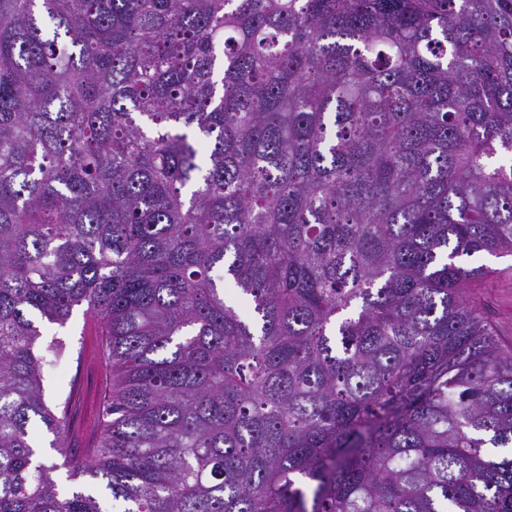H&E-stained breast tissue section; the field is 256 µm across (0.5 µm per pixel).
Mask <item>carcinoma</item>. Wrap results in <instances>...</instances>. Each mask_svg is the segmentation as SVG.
Here are the masks:
<instances>
[{"mask_svg":"<svg viewBox=\"0 0 512 512\" xmlns=\"http://www.w3.org/2000/svg\"><path fill=\"white\" fill-rule=\"evenodd\" d=\"M480 252L512 0H0V512H512ZM77 307L115 383L48 464ZM33 433L36 436L37 443L39 444L38 446H42V448H46L42 457L48 461L61 463L63 460L64 454L69 453L70 451H75V448H87L86 446H83V445H80L77 443H74V444L66 443L65 444L66 448H61L62 454H60L59 452H57L55 450L49 449L48 440L52 439L53 436L51 434H46V433L44 434V428L40 424L35 426Z\"/></svg>","mask_w":512,"mask_h":512,"instance_id":"1","label":"carcinoma"}]
</instances>
